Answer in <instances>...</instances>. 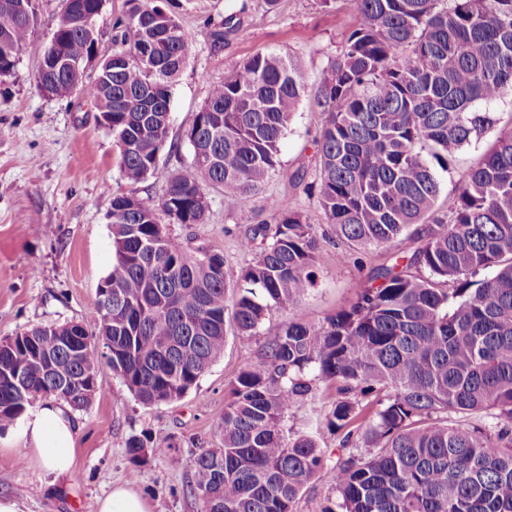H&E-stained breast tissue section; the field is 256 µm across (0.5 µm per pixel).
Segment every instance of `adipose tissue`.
Instances as JSON below:
<instances>
[{
  "instance_id": "obj_1",
  "label": "adipose tissue",
  "mask_w": 512,
  "mask_h": 512,
  "mask_svg": "<svg viewBox=\"0 0 512 512\" xmlns=\"http://www.w3.org/2000/svg\"><path fill=\"white\" fill-rule=\"evenodd\" d=\"M78 430L72 408L62 400L47 397L38 402L20 426L8 428L0 442L18 449L40 469L65 476L73 467Z\"/></svg>"
}]
</instances>
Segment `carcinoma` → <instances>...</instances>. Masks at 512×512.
Returning a JSON list of instances; mask_svg holds the SVG:
<instances>
[{
	"label": "carcinoma",
	"mask_w": 512,
	"mask_h": 512,
	"mask_svg": "<svg viewBox=\"0 0 512 512\" xmlns=\"http://www.w3.org/2000/svg\"><path fill=\"white\" fill-rule=\"evenodd\" d=\"M134 3L117 21L122 48L94 78L96 35L60 15L58 70L38 77L45 95L80 91L104 116L121 173L154 171L170 126L171 89L192 35L162 6ZM357 26L319 83L325 123L315 186L326 223L365 246L434 223L403 266L374 268L356 301L319 326L299 317L321 243L307 217L270 203L273 223L251 228L247 287L227 296L224 256H194L161 224H204L208 192L242 202L258 192L309 76L291 59L257 53L208 97L187 133L192 160L170 172L158 199L112 198V269L95 304L96 332L75 353L69 325L0 340V427L55 396L80 411L107 363L142 404L183 397L224 353L225 310L256 334L273 307L292 318L264 356L241 369L224 406V447L194 461L203 512H295L324 474L338 502L322 512H512V127L501 129L465 176L448 222L434 217L437 169L495 127L512 92V0H348ZM36 20L35 0H0V77L10 75ZM496 268L480 283L477 273ZM336 383L330 424L346 459L331 468L311 435L284 428L315 379ZM380 405L373 412L370 401ZM494 412L495 422L448 423ZM167 450L138 437L135 462Z\"/></svg>",
	"instance_id": "cac0c4a2"
}]
</instances>
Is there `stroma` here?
I'll list each match as a JSON object with an SVG mask.
<instances>
[{"label": "stroma", "instance_id": "1", "mask_svg": "<svg viewBox=\"0 0 512 512\" xmlns=\"http://www.w3.org/2000/svg\"><path fill=\"white\" fill-rule=\"evenodd\" d=\"M36 5L37 21L15 69L0 77V339L41 325L94 327L97 290L112 268L113 195L161 196L170 171L192 159L185 132L211 85L258 52L290 58L310 77L281 139L279 164L248 204L211 190L206 223L171 224L168 232L190 253L223 254L232 296L242 268L253 259L241 247L250 224L271 222L269 200L287 199L321 240L311 268L313 285L300 301L301 318L315 326L355 301L373 267L395 264L415 249L409 238L366 247L338 238L311 187L324 122L316 103L319 80L356 24L346 0H336L332 8L321 0H172L178 22L193 36L192 46L172 87L167 143L154 171L134 186L121 174L119 148L99 125L94 103L77 93L48 97L38 90L40 58L63 2L36 0ZM496 136L492 130L465 145L448 168L438 170L441 214H448L459 184ZM245 207L252 217L248 224L241 219ZM340 251L347 253L346 262H337ZM288 319L286 311L274 308L256 335L228 331L223 356L175 401L141 404L109 366H101L95 394L77 414L81 428L72 474L54 477L19 451L0 447V496L15 499L21 512H96L103 492L125 485L149 498L154 512H201L191 490L194 459L200 449L223 447L224 406L237 374L262 356ZM335 398L333 382H314L305 403L285 419L291 432L315 437L330 466L345 454L341 433L328 426ZM143 435L167 445V453L131 462L126 444Z\"/></svg>", "mask_w": 512, "mask_h": 512}]
</instances>
